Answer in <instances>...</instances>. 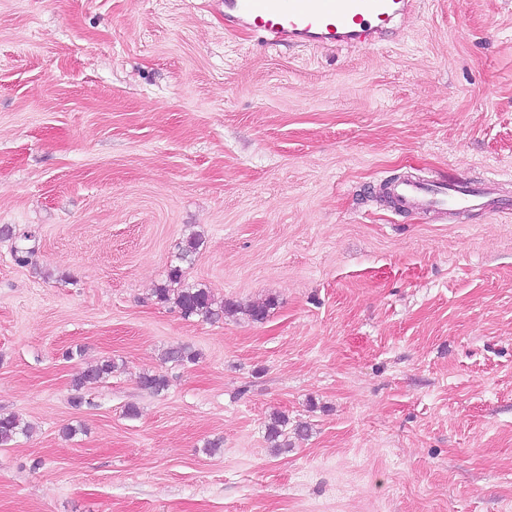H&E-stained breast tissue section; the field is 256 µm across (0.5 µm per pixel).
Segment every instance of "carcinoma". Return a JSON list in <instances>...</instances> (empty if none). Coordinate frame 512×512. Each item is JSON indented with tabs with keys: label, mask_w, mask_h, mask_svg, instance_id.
I'll return each instance as SVG.
<instances>
[{
	"label": "carcinoma",
	"mask_w": 512,
	"mask_h": 512,
	"mask_svg": "<svg viewBox=\"0 0 512 512\" xmlns=\"http://www.w3.org/2000/svg\"><path fill=\"white\" fill-rule=\"evenodd\" d=\"M204 245L203 237L199 234H191L178 246L176 262L170 264L166 280L155 289V296L161 303L173 302L186 317L197 316L206 320L218 319L224 315L243 313L254 322H262L267 319L269 313L276 306V300L268 297L261 302L243 307L233 300L217 303L208 288L200 285H186L183 283V265L190 264L200 254ZM167 359L184 364L194 362L197 353L184 346H174L166 352ZM114 362L104 359L96 365L80 372L75 378L73 387L79 390L91 381H99L112 373ZM143 388L158 393L166 385L165 376L147 372L140 378ZM288 420L283 415H276L267 425V440L271 447L279 452L288 449V432L286 427ZM27 432L21 425L19 418L13 414H0V446H7L13 442L19 434Z\"/></svg>",
	"instance_id": "cac0c4a2"
}]
</instances>
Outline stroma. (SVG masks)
I'll return each mask as SVG.
<instances>
[{"label": "stroma", "mask_w": 512, "mask_h": 512, "mask_svg": "<svg viewBox=\"0 0 512 512\" xmlns=\"http://www.w3.org/2000/svg\"><path fill=\"white\" fill-rule=\"evenodd\" d=\"M396 176L500 206L402 212ZM1 226L34 255L0 237V512H512V0L324 48L223 0H0ZM193 232L187 282L266 320L157 301ZM114 362L110 359H104L84 371H81L75 378L73 387L75 390H79L85 386V384L91 381H99L112 373L115 368ZM287 426L288 420L284 415H275L267 425V440L277 452L288 450Z\"/></svg>", "instance_id": "obj_1"}]
</instances>
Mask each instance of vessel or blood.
I'll use <instances>...</instances> for the list:
<instances>
[{"label":"vessel or blood","mask_w":512,"mask_h":512,"mask_svg":"<svg viewBox=\"0 0 512 512\" xmlns=\"http://www.w3.org/2000/svg\"><path fill=\"white\" fill-rule=\"evenodd\" d=\"M415 0H224L227 22L263 32L269 44L282 41L302 46L368 45L385 28L410 11ZM394 193L404 204L438 213L491 211L496 201L490 189L460 184L437 190L408 179Z\"/></svg>","instance_id":"b4317fda"}]
</instances>
